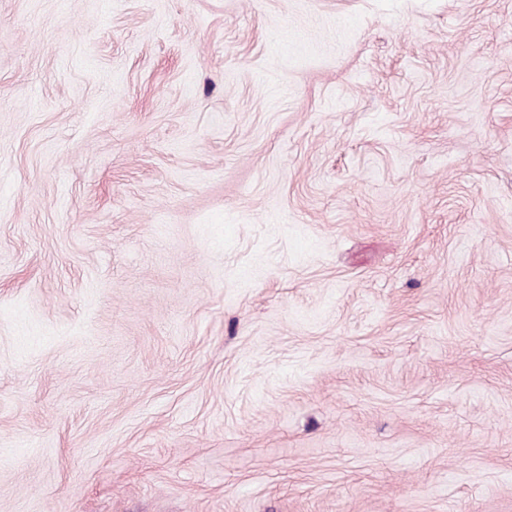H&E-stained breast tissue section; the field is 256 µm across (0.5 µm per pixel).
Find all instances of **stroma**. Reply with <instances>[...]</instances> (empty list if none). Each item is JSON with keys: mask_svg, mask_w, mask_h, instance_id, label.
<instances>
[{"mask_svg": "<svg viewBox=\"0 0 512 512\" xmlns=\"http://www.w3.org/2000/svg\"><path fill=\"white\" fill-rule=\"evenodd\" d=\"M0 512H512V0H0Z\"/></svg>", "mask_w": 512, "mask_h": 512, "instance_id": "stroma-1", "label": "stroma"}]
</instances>
